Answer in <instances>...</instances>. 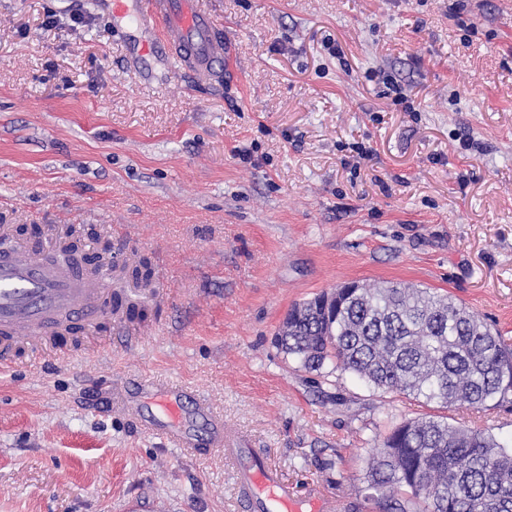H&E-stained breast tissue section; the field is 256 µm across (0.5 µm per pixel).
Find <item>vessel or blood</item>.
I'll list each match as a JSON object with an SVG mask.
<instances>
[{"label":"vessel or blood","mask_w":512,"mask_h":512,"mask_svg":"<svg viewBox=\"0 0 512 512\" xmlns=\"http://www.w3.org/2000/svg\"><path fill=\"white\" fill-rule=\"evenodd\" d=\"M115 21L146 32L135 43L141 56H163L187 71L207 73L226 66L230 58L201 0H107ZM110 277L87 279L74 268L52 264L23 248L0 253V368L14 364L13 345L50 343L59 328L57 314L94 323L106 315L104 297ZM139 417L149 431L171 445L195 450V419L214 430L212 447L223 450L236 467L239 490L258 512H328L323 501L302 500L280 482L271 468L243 459L224 429L223 418L199 402H190L182 387L171 382L149 385L138 402Z\"/></svg>","instance_id":"vessel-or-blood-1"}]
</instances>
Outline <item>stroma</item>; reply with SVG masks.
<instances>
[{
	"instance_id": "1",
	"label": "stroma",
	"mask_w": 512,
	"mask_h": 512,
	"mask_svg": "<svg viewBox=\"0 0 512 512\" xmlns=\"http://www.w3.org/2000/svg\"><path fill=\"white\" fill-rule=\"evenodd\" d=\"M203 2L232 72L136 63L92 0H0V225L23 245L84 229L147 313L0 371V512H247L223 452L128 414L142 380L206 401L300 497L359 512L374 448L429 408L300 369L273 344L288 309L415 284L512 344V0Z\"/></svg>"
}]
</instances>
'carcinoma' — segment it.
<instances>
[{
    "instance_id": "cac0c4a2",
    "label": "carcinoma",
    "mask_w": 512,
    "mask_h": 512,
    "mask_svg": "<svg viewBox=\"0 0 512 512\" xmlns=\"http://www.w3.org/2000/svg\"><path fill=\"white\" fill-rule=\"evenodd\" d=\"M129 274L151 283L145 259ZM274 344L308 372L332 363L440 411L383 437L364 496L378 512H512V441L446 415L512 402V348L485 319L429 288L352 282L293 306Z\"/></svg>"
}]
</instances>
